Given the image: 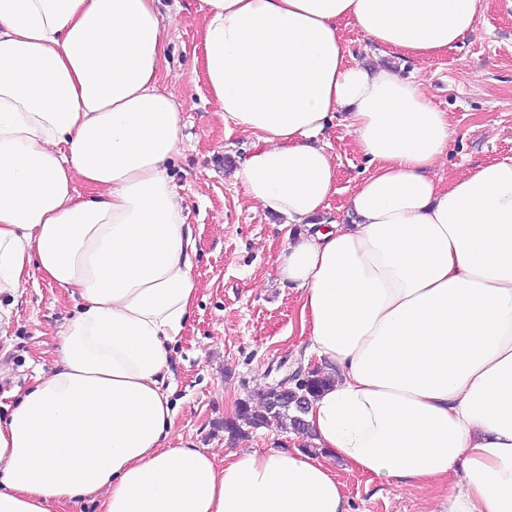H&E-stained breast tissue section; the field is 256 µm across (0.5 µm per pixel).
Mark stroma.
<instances>
[{
	"label": "stroma",
	"mask_w": 512,
	"mask_h": 512,
	"mask_svg": "<svg viewBox=\"0 0 512 512\" xmlns=\"http://www.w3.org/2000/svg\"><path fill=\"white\" fill-rule=\"evenodd\" d=\"M199 0H161L166 62L161 85L185 109L186 149L173 170L177 193L198 242L196 306L171 353L173 436L224 456L233 448L292 451L306 436L273 427L246 429L229 439L224 420L241 401L258 399L259 382L313 366L304 354L300 301L274 274L288 240L283 217L249 201L234 168L253 147V136L224 123L207 90ZM341 35L350 60L387 65L420 81L454 129L448 156L436 167L445 180L479 163L512 157V0H481L476 27L456 48L431 57L385 52L354 28ZM338 166L336 191L325 220L339 218L368 172L341 120L325 133ZM64 289L29 277L0 327V421L16 396L50 370L57 356L58 325L73 309ZM352 512H432L441 488L407 489L343 475Z\"/></svg>",
	"instance_id": "stroma-1"
}]
</instances>
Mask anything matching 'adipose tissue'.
<instances>
[{"mask_svg": "<svg viewBox=\"0 0 512 512\" xmlns=\"http://www.w3.org/2000/svg\"><path fill=\"white\" fill-rule=\"evenodd\" d=\"M157 4L0 0V298L34 272L75 301L53 367L0 422V512H351L341 470L445 485L435 512H512V158L441 184L447 113L349 62L340 34L431 56L480 0H200L211 98L257 138L233 176L299 227L277 276L335 371L306 416L325 460L171 439L198 248L169 175L183 107L158 82ZM337 117L371 170L326 222Z\"/></svg>", "mask_w": 512, "mask_h": 512, "instance_id": "ef3b65f1", "label": "adipose tissue"}]
</instances>
